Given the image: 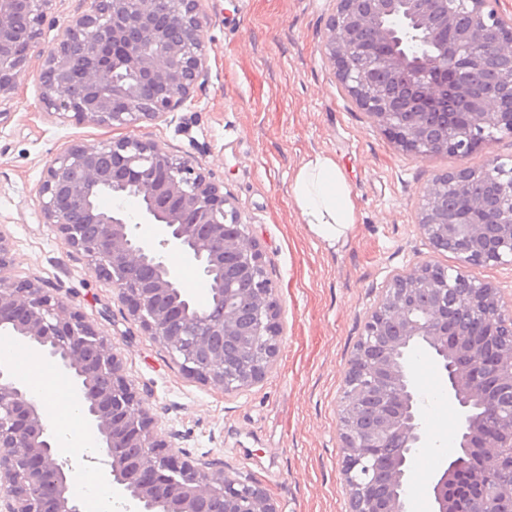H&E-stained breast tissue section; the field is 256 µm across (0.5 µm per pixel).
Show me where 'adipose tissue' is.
<instances>
[{
  "instance_id": "obj_1",
  "label": "adipose tissue",
  "mask_w": 512,
  "mask_h": 512,
  "mask_svg": "<svg viewBox=\"0 0 512 512\" xmlns=\"http://www.w3.org/2000/svg\"><path fill=\"white\" fill-rule=\"evenodd\" d=\"M291 195L304 223L317 238L331 244L348 235L355 222V207L346 178L333 157L316 154L305 160L294 176ZM41 368V360L32 354L17 365L15 374L40 399L43 413L57 429L63 446L93 447L91 434L76 437L65 427L66 420L79 412L77 396L64 383L42 378Z\"/></svg>"
}]
</instances>
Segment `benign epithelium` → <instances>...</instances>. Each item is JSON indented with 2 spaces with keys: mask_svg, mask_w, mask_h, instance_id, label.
<instances>
[{
  "mask_svg": "<svg viewBox=\"0 0 512 512\" xmlns=\"http://www.w3.org/2000/svg\"><path fill=\"white\" fill-rule=\"evenodd\" d=\"M53 0H0V95L28 64ZM68 20L39 74L42 103L65 119L137 129L182 106L206 71L204 0H88ZM321 50L371 121L418 158H465L512 136V18L493 0H332ZM471 18L451 41L455 12ZM489 60L508 65L478 79ZM472 103L448 125V92ZM45 223L112 285L145 335L189 376L226 393L260 381L281 335L276 288L237 207L189 157L126 136L73 144L52 159L37 189ZM113 205L103 210L98 198ZM138 202L131 215L124 203ZM415 224L433 258L388 280L348 361L339 440L349 512H407L408 469L422 446L410 351L426 346L446 374L462 417L458 442L426 489L431 512H512V303L476 282V264H512V173L493 158L480 169L434 176ZM154 234H140L141 226ZM0 230V330L25 340L72 376L102 444L103 477L134 512H277L271 495L170 449L122 373L114 347L72 302L19 279ZM196 268L219 311L182 288L177 263ZM474 320L486 343L470 336ZM29 388L0 363V512H83L73 467Z\"/></svg>",
  "mask_w": 512,
  "mask_h": 512,
  "instance_id": "1",
  "label": "benign epithelium"
}]
</instances>
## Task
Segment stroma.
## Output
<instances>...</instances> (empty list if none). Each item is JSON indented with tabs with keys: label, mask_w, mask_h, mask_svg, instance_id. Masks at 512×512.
Instances as JSON below:
<instances>
[{
	"label": "stroma",
	"mask_w": 512,
	"mask_h": 512,
	"mask_svg": "<svg viewBox=\"0 0 512 512\" xmlns=\"http://www.w3.org/2000/svg\"><path fill=\"white\" fill-rule=\"evenodd\" d=\"M85 7V0H54L27 67L0 97V231L10 239L15 275L39 279L80 308L177 450L241 473L271 494L277 512H346L338 425L364 317L392 273L429 256L457 266L456 254L433 252L419 234V193L441 171L477 169L493 158L512 168V137L463 159L406 153L356 105L321 52L331 0H206L205 80L166 120L136 134L193 157L231 198L277 289V360L260 382L227 393L183 374L89 259L44 222L37 188L48 162L70 145L127 135L59 118L41 103L43 54ZM317 153L336 160L355 205L352 231L334 245L310 232L289 195L295 172ZM411 370L426 441L411 463L417 492L407 508L430 512L425 483L456 443L444 419L458 409L427 347L414 349Z\"/></svg>",
	"instance_id": "35a3bbf8"
}]
</instances>
